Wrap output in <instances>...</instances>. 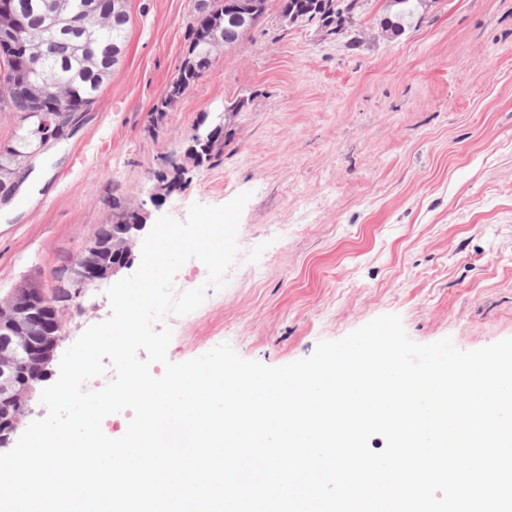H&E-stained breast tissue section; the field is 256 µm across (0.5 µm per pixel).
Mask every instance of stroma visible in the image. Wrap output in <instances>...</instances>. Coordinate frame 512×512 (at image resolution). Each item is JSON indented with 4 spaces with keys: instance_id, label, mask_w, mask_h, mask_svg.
<instances>
[{
    "instance_id": "35a3bbf8",
    "label": "stroma",
    "mask_w": 512,
    "mask_h": 512,
    "mask_svg": "<svg viewBox=\"0 0 512 512\" xmlns=\"http://www.w3.org/2000/svg\"><path fill=\"white\" fill-rule=\"evenodd\" d=\"M362 2L338 38L269 9L161 113L199 2L127 0L124 52L95 103L35 159L38 180L0 200V295L51 283L114 200L182 221L247 191L238 262L224 289L169 318L171 361L220 336L281 366L383 314L420 344L511 338L512 0H428L395 35L388 0ZM238 100L219 162L186 166L159 194V157L183 155L200 121ZM106 287L65 311L59 350L109 316Z\"/></svg>"
}]
</instances>
